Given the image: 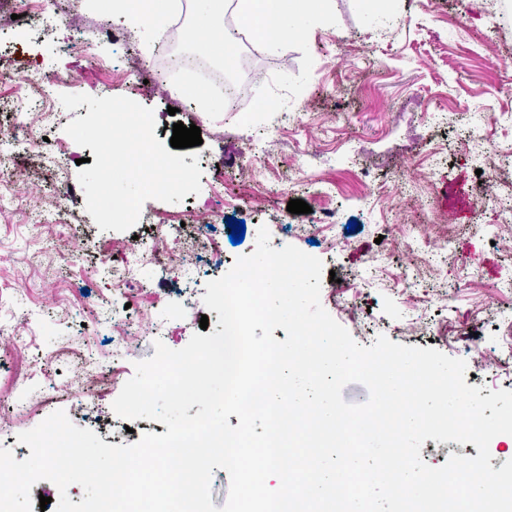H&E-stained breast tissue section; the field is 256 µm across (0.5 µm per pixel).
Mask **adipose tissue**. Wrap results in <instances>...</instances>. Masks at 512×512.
Here are the masks:
<instances>
[{
    "label": "adipose tissue",
    "mask_w": 512,
    "mask_h": 512,
    "mask_svg": "<svg viewBox=\"0 0 512 512\" xmlns=\"http://www.w3.org/2000/svg\"><path fill=\"white\" fill-rule=\"evenodd\" d=\"M328 0H235L234 10L253 42L273 53L288 40L303 36L318 22L327 19ZM195 30L205 32V49L219 59H227L235 39L221 21L224 0H193ZM174 0H110L113 14L123 16L133 26L146 25L161 30Z\"/></svg>",
    "instance_id": "1"
}]
</instances>
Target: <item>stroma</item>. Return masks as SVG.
<instances>
[{
    "instance_id": "35a3bbf8",
    "label": "stroma",
    "mask_w": 512,
    "mask_h": 512,
    "mask_svg": "<svg viewBox=\"0 0 512 512\" xmlns=\"http://www.w3.org/2000/svg\"><path fill=\"white\" fill-rule=\"evenodd\" d=\"M41 26L18 25L14 16L29 0L0 9V125L20 124L42 145L12 167L0 191L12 201L0 213V391L19 396L0 402V447L16 460L30 454L18 443L56 410L108 445H128L144 433H166L165 424L117 416V394L76 385L66 352L90 359L101 372L120 367L121 381L136 362L155 353V341L185 347L201 326L216 330L218 314L202 301L208 281L251 254L258 229L267 226L273 248L291 244L319 258L334 279H323L321 303L360 345L379 336L434 349L465 360L467 385L512 390V363L483 369L512 331V229L493 228V208L455 209L450 190H488L512 198V170L498 166L512 124V0H389L385 18L357 0H329L330 21L313 26L277 54L249 57L253 76L234 112H208L193 95L177 98L174 86L195 87L188 72L159 85H139L142 64L162 70L158 33L131 28L102 6L83 0H43ZM68 14L71 28L52 27ZM60 76L48 107L20 77L26 70ZM125 96L156 114L155 136L169 142L174 123L196 125L201 191L183 201L147 200L128 231H103L85 207L78 165L57 173L46 154L68 142L66 125L87 106L65 110L60 94ZM497 118L492 135H472L476 106ZM286 112L297 122L283 120ZM67 187L65 210L39 224L35 196L53 198ZM323 192L331 228H316L315 214H293V199ZM206 214L220 256L187 255L170 243L162 261L134 270L138 302L117 278L113 255L132 236L160 234L161 223L193 225ZM245 223L232 244L228 218ZM355 230H348L349 220ZM194 267L193 278L181 268ZM196 297L193 308L175 303ZM127 315V339L112 334L113 314Z\"/></svg>"
}]
</instances>
